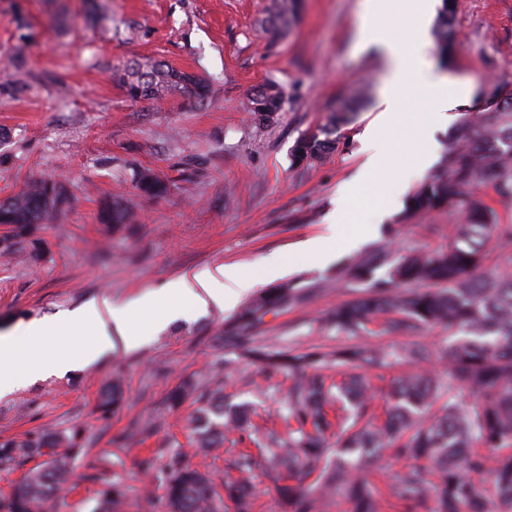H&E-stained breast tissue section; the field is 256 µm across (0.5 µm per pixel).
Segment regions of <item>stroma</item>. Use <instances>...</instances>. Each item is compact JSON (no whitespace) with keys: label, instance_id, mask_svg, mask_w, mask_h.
Segmentation results:
<instances>
[{"label":"stroma","instance_id":"1","mask_svg":"<svg viewBox=\"0 0 512 512\" xmlns=\"http://www.w3.org/2000/svg\"><path fill=\"white\" fill-rule=\"evenodd\" d=\"M275 0H0V199L46 177L60 180L65 200L49 215L39 253L0 256V329L75 310L93 300L124 306L188 271L224 264L254 266L275 255L283 283L313 289L303 305L269 313L259 336L278 348L333 350L349 345L324 324L358 291L339 270L397 229L402 252L444 246L457 222L447 208L425 221L402 222L406 193L394 194L387 174L362 181L360 138L378 114L385 67L359 45L362 0H301L292 27L270 34L263 20ZM456 50L444 75L464 84L460 108H472L482 87L512 83V0H456ZM163 60L202 76L203 102L175 92L134 101L119 81L130 63ZM274 81L283 112L270 124L246 110L251 90ZM362 106L342 128L346 144L311 166L294 165L302 134L327 122L339 104ZM384 134L398 166L427 120L413 89ZM171 178L161 197L142 195L134 172ZM356 189L343 224L330 226L339 199ZM125 199L132 218L116 231L99 220L103 201ZM327 236L336 254L320 263L301 258L305 241ZM235 310L187 312L136 349L115 341L90 367L51 377L0 399V439L40 428L84 426L87 452L72 467L70 487L47 512H94L100 483L90 474L111 463L128 488L124 512H165L156 474H145L146 449L173 450L183 463L222 483L247 435L232 433L209 457L197 454L192 421L197 406H166L169 392L192 376L220 387L234 402L252 403L256 423L281 429L289 381L265 378L245 361L226 373L212 366L221 353L213 338ZM447 329L376 337L394 353L422 344L444 377ZM121 377L124 405L101 420L97 404ZM151 422L143 446L119 437Z\"/></svg>","mask_w":512,"mask_h":512}]
</instances>
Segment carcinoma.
Returning <instances> with one entry per match:
<instances>
[{
  "mask_svg": "<svg viewBox=\"0 0 512 512\" xmlns=\"http://www.w3.org/2000/svg\"><path fill=\"white\" fill-rule=\"evenodd\" d=\"M299 0H277L265 19L277 34L291 23ZM454 0H443L434 29L436 52L446 62L455 50ZM121 82L132 100L157 99L174 91L200 103L207 96L199 77L161 61L133 63ZM285 96L275 82L253 89L247 111L260 122L283 110ZM351 112L345 103L334 117L292 148L299 165H310L336 151L340 128ZM137 189L149 197L167 193L159 176L134 174ZM477 184L493 188L497 202L512 204V84H502L473 126L463 118L448 137L441 171L407 199L401 219L422 217L451 205L459 224L442 249L394 256V240L366 254L352 266L350 278L361 285L358 295L333 310L325 322L336 333L358 342L325 351L273 350L258 341L264 317L274 309L302 304L307 293L286 285L254 298L224 333L215 337L227 353L224 364L250 359L268 376L291 379L282 415L284 436L260 435L246 403L224 401L219 389L192 379L170 394L177 407L191 399L199 404L196 442L208 452L224 443L228 431L252 436L257 452L242 450L232 463L235 476L224 479L218 493L208 473L183 465L165 449L154 448L142 460L151 469L168 457L160 484L167 512H253L255 481L262 477L276 491L281 512H321L336 495L347 512H512V224H503L496 208L468 196ZM62 185L42 179L14 196L0 200V254L16 253L29 245L37 251L36 233L47 215L62 203ZM130 211L120 196L101 212L106 224L120 226ZM508 257V263L484 266L487 250ZM395 335L410 330L444 327L452 332L445 356L448 383H441L426 364L430 353L406 348L402 358L411 369L383 392L389 408L382 424L374 423L378 390L372 371L388 366L385 349L368 341L370 325ZM473 397L468 405L460 393ZM122 400L120 380L101 393L98 412L112 413ZM152 425L142 423L123 436L125 444L144 440ZM84 429L78 426L32 432L22 441L0 440V463L19 457H46L8 496L6 512H45V506L70 480L71 459L82 454ZM67 452L58 454L57 448ZM389 455L412 462L381 488L368 477L374 460ZM105 470L91 475L104 485L95 512H119L124 486L108 481Z\"/></svg>",
  "mask_w": 512,
  "mask_h": 512,
  "instance_id": "carcinoma-1",
  "label": "carcinoma"
}]
</instances>
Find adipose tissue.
Segmentation results:
<instances>
[{"label": "adipose tissue", "mask_w": 512, "mask_h": 512, "mask_svg": "<svg viewBox=\"0 0 512 512\" xmlns=\"http://www.w3.org/2000/svg\"><path fill=\"white\" fill-rule=\"evenodd\" d=\"M392 10L391 0H365L360 38L363 46L376 49L387 65V79L379 103L381 115L397 111L401 91L408 85L415 87L431 108L432 125L420 134L415 151L414 171L420 174L430 166L437 149L432 126L448 122L464 90L449 89L447 80L436 75L421 57L408 62L389 24ZM284 273V266L274 258L257 269L224 265L184 275L132 305L117 307L105 301H92L74 312L19 325L0 335V397L49 375H62L89 365L99 353L111 348L113 336H120L127 346L135 347L161 329L163 321L175 320L187 309L200 311L211 305L227 310L234 308L240 297L259 283L275 281ZM158 302L166 306L160 321L151 316V308ZM80 327L92 330V346L82 345L77 338L76 330ZM50 338L55 341V352L45 359L41 351Z\"/></svg>", "instance_id": "1"}]
</instances>
